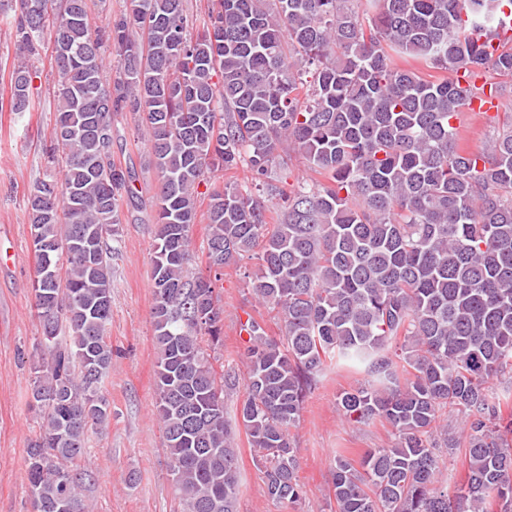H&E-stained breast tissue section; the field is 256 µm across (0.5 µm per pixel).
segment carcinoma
Masks as SVG:
<instances>
[{
    "instance_id": "obj_1",
    "label": "carcinoma",
    "mask_w": 512,
    "mask_h": 512,
    "mask_svg": "<svg viewBox=\"0 0 512 512\" xmlns=\"http://www.w3.org/2000/svg\"><path fill=\"white\" fill-rule=\"evenodd\" d=\"M209 0L208 23L186 0H131L104 26L87 0H14L10 110L30 111V61L52 49L58 101L43 156L62 168L27 203L35 310L42 336L28 448L39 512H87L89 475L72 466L87 433L111 418L101 382L112 364V255L134 169L112 157V113L144 125L159 183L152 260L158 353L156 411L183 512H237L234 437L244 429L267 496H305L292 429L329 367L367 382L336 397L347 421L386 420L393 443L330 469L334 512H512V127L483 151L460 146L451 119L478 88L456 72L512 79L496 53L504 0ZM119 57L107 72L106 55ZM411 57L448 72L430 80ZM327 177L278 176L288 151ZM245 168L242 183L211 181ZM209 186L204 252L192 227ZM281 207L272 218L268 202ZM252 254L248 288L277 312L282 335L253 317L247 372L215 367L224 345L221 270ZM245 398L229 416L224 393ZM460 412L461 435L439 424ZM459 454L454 493L436 482L440 449Z\"/></svg>"
}]
</instances>
